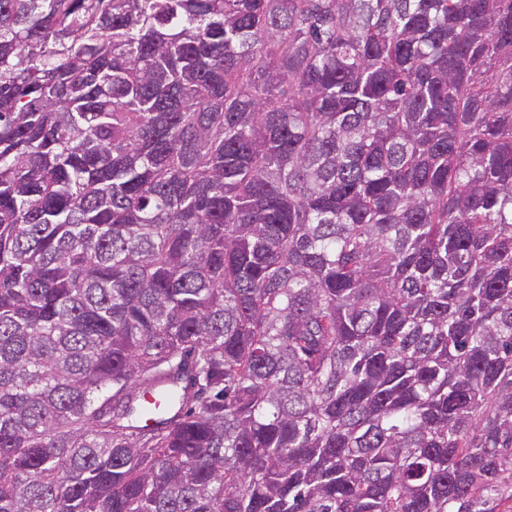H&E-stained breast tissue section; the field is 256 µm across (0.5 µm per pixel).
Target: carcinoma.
Wrapping results in <instances>:
<instances>
[{
	"label": "carcinoma",
	"mask_w": 512,
	"mask_h": 512,
	"mask_svg": "<svg viewBox=\"0 0 512 512\" xmlns=\"http://www.w3.org/2000/svg\"><path fill=\"white\" fill-rule=\"evenodd\" d=\"M512 502V0H0V512Z\"/></svg>",
	"instance_id": "cac0c4a2"
}]
</instances>
